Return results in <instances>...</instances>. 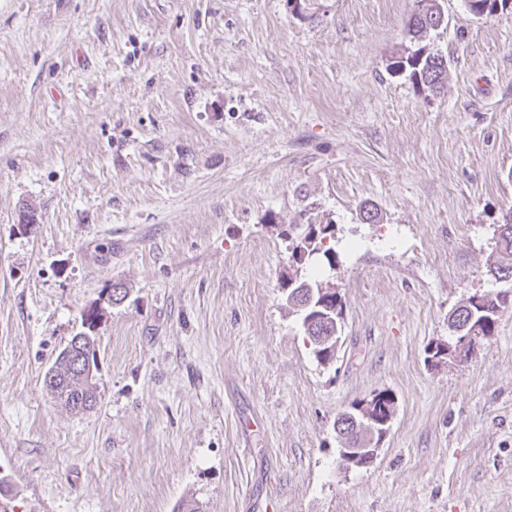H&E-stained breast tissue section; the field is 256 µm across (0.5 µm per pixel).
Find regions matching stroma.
<instances>
[{
	"label": "stroma",
	"instance_id": "35a3bbf8",
	"mask_svg": "<svg viewBox=\"0 0 512 512\" xmlns=\"http://www.w3.org/2000/svg\"><path fill=\"white\" fill-rule=\"evenodd\" d=\"M0 0V476L15 512H512V0H440V93L394 74L416 0ZM370 206L374 222L362 221ZM292 224L336 227L328 365L283 306ZM124 288L117 304L111 286ZM101 316L95 405L45 374ZM390 392L372 466L333 423ZM495 235V250L488 272L495 282L510 284V288L470 296L458 306L460 327L464 328L462 336H472L470 350L481 337L491 336L499 317L512 310V212L503 224L497 225Z\"/></svg>",
	"mask_w": 512,
	"mask_h": 512
}]
</instances>
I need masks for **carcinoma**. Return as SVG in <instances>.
<instances>
[{"instance_id": "1", "label": "carcinoma", "mask_w": 512, "mask_h": 512, "mask_svg": "<svg viewBox=\"0 0 512 512\" xmlns=\"http://www.w3.org/2000/svg\"><path fill=\"white\" fill-rule=\"evenodd\" d=\"M444 25L439 0H425L424 14L411 15L406 25L409 42L418 45L412 55L424 53L421 61L410 62L411 55L395 57L392 67L397 70L409 69V76L417 79L431 91L443 87L446 67L442 53L426 44L427 38ZM495 250L491 254L489 273L498 283L506 288L496 293L473 295L458 306L460 327L463 335L472 337L476 342L494 332L499 317L507 310H512V213L504 223L495 229ZM291 254L287 279L284 285H292L288 289L285 301L288 311L297 315V319L305 335L313 345V354L320 364H328L336 356V345L340 339L343 320V301L336 286L329 280H319L302 274L311 266V254L316 252L327 262L328 267L336 265L337 252L332 245L336 241V225L308 224L297 238H289ZM76 356L84 362L97 366L98 346L92 336L84 337L82 344L75 349ZM58 382L46 384L53 396L62 401L79 394L77 374L70 373V368L57 367ZM363 400L352 402L346 412L338 414L334 427L346 432H355L353 438L338 449V465L349 469L345 463V448H366L371 441L365 414L358 411Z\"/></svg>"}]
</instances>
